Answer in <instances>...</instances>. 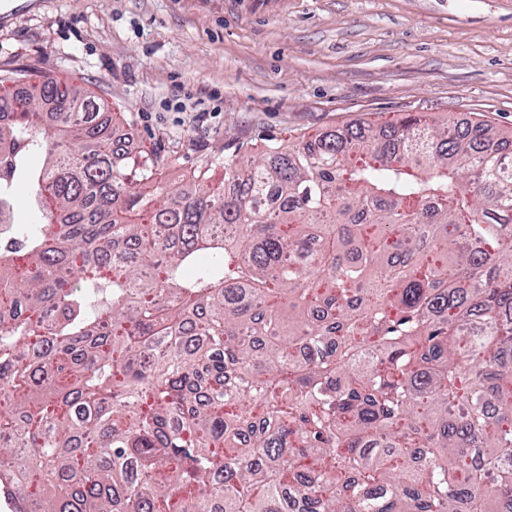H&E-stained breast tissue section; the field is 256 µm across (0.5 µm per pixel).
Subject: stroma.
I'll list each match as a JSON object with an SVG mask.
<instances>
[{"mask_svg": "<svg viewBox=\"0 0 512 512\" xmlns=\"http://www.w3.org/2000/svg\"><path fill=\"white\" fill-rule=\"evenodd\" d=\"M122 113L168 186L265 140L425 112L512 134V0H0V74Z\"/></svg>", "mask_w": 512, "mask_h": 512, "instance_id": "stroma-1", "label": "stroma"}]
</instances>
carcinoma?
Returning a JSON list of instances; mask_svg holds the SVG:
<instances>
[{
	"label": "carcinoma",
	"mask_w": 512,
	"mask_h": 512,
	"mask_svg": "<svg viewBox=\"0 0 512 512\" xmlns=\"http://www.w3.org/2000/svg\"><path fill=\"white\" fill-rule=\"evenodd\" d=\"M115 123L0 93L14 512H512L511 138L418 112L169 190ZM12 204L16 223L32 224L39 221L38 213L30 208L28 186L24 180L15 183Z\"/></svg>",
	"instance_id": "carcinoma-1"
}]
</instances>
